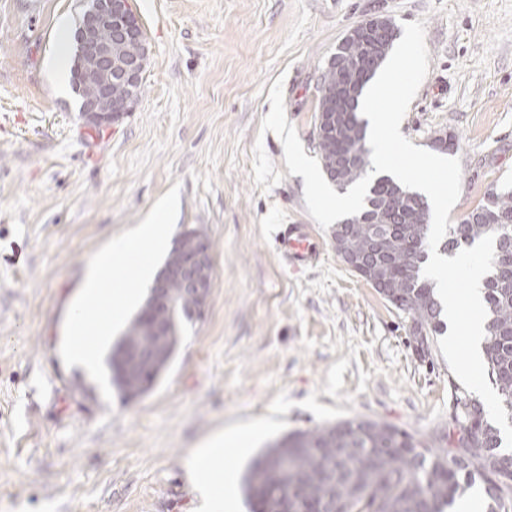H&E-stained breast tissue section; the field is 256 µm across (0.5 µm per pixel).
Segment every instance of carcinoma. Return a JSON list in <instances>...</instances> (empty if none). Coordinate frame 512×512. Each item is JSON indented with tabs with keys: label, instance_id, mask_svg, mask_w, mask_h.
<instances>
[{
	"label": "carcinoma",
	"instance_id": "cac0c4a2",
	"mask_svg": "<svg viewBox=\"0 0 512 512\" xmlns=\"http://www.w3.org/2000/svg\"><path fill=\"white\" fill-rule=\"evenodd\" d=\"M380 64L366 69L325 70L319 87L332 91L351 82L365 87ZM344 130L317 149L320 161L332 155L350 159L335 173L336 188L343 191L363 178L371 167L366 147V123L359 111L342 112ZM401 183L388 175L370 185L362 211L402 205L397 222L386 210V224H344L342 231L351 247L361 254L373 249L378 231L385 232L390 264L387 268L392 294L387 301L410 320L409 330L419 357L431 354V337L444 333L441 305L432 282L422 274L430 231L429 206L396 195ZM495 237L492 270L484 281L486 339L484 361L512 417V189H490L482 204L461 223L452 224L441 246L456 254L482 237ZM140 308L128 330L112 345L117 356L125 346L153 345L157 339L141 329ZM172 334L160 342L163 356L151 367L133 364L120 371L112 368L111 383L125 401L145 396L163 378L174 361L185 327L194 322L192 302L182 299L170 317ZM454 389L452 427L448 447L432 448L398 427L382 421L344 420L312 430L288 432L263 448L249 462L243 477L246 499L261 512H279L281 497L288 495L296 512L313 505L321 512H445L456 497L483 483L488 499L486 512H512L504 496V480H512V453L501 451L500 432L480 403L459 386Z\"/></svg>",
	"mask_w": 512,
	"mask_h": 512
}]
</instances>
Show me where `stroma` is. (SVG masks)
Returning a JSON list of instances; mask_svg holds the SVG:
<instances>
[{
  "label": "stroma",
  "instance_id": "stroma-1",
  "mask_svg": "<svg viewBox=\"0 0 512 512\" xmlns=\"http://www.w3.org/2000/svg\"><path fill=\"white\" fill-rule=\"evenodd\" d=\"M149 57L139 103L101 131L79 119L46 66L80 0H0V512H194L186 462L216 434L258 423L226 458L234 492L283 432L342 419L395 425L441 448L452 373L316 229L323 254L296 271L276 224H308L304 179L261 133L276 79L308 156L318 81L337 43L374 14L425 23L429 71L400 125L434 150L454 135L456 224L512 185V0H133ZM262 142L283 179L254 183ZM180 188L175 234L210 239L202 319L147 396L106 402L59 350L91 256Z\"/></svg>",
  "mask_w": 512,
  "mask_h": 512
}]
</instances>
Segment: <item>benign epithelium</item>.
Masks as SVG:
<instances>
[{"mask_svg": "<svg viewBox=\"0 0 512 512\" xmlns=\"http://www.w3.org/2000/svg\"><path fill=\"white\" fill-rule=\"evenodd\" d=\"M354 36L390 40L392 27L381 17H372L349 31ZM82 62L100 78L99 90L87 99L80 118L89 128L112 127L133 111L138 103L137 89L143 79L148 56L142 27L134 13L131 0H88L83 24L75 35ZM120 83L129 90L123 97H114L111 87ZM176 260L163 267L150 291V306L143 328L162 336L170 313L178 298L172 285L180 287L181 295L196 303V314L207 308L213 287L212 245L200 230H188L176 241Z\"/></svg>", "mask_w": 512, "mask_h": 512, "instance_id": "1", "label": "benign epithelium"}]
</instances>
